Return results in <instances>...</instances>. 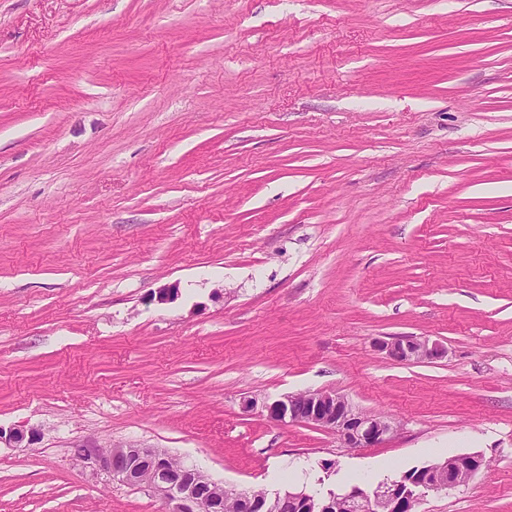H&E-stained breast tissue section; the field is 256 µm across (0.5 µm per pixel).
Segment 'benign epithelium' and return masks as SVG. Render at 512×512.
I'll use <instances>...</instances> for the list:
<instances>
[{
	"label": "benign epithelium",
	"instance_id": "1",
	"mask_svg": "<svg viewBox=\"0 0 512 512\" xmlns=\"http://www.w3.org/2000/svg\"><path fill=\"white\" fill-rule=\"evenodd\" d=\"M375 348L398 360H434L443 357L445 347L438 341L395 336L378 340ZM262 413L276 424L303 423L329 430L344 446L352 449L376 448L394 436L396 426L385 417L356 410L348 399L334 391L288 394L262 405ZM40 429L19 426L0 427V444L19 448L38 441ZM71 459L94 475L147 490L159 496L168 512H199L198 489L208 487L213 503L224 501V491H234L213 481L204 471L183 465L172 466V456L161 448L126 444L100 446L94 441L81 442L71 449ZM485 466L478 453L464 454L405 472L400 479L382 483L373 492L351 491L344 495L350 512H409L412 502H421L430 492H438L467 484ZM288 502L302 505V512H334L332 504H324L315 495L300 491L288 494Z\"/></svg>",
	"mask_w": 512,
	"mask_h": 512
}]
</instances>
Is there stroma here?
<instances>
[{"label": "stroma", "mask_w": 512, "mask_h": 512, "mask_svg": "<svg viewBox=\"0 0 512 512\" xmlns=\"http://www.w3.org/2000/svg\"><path fill=\"white\" fill-rule=\"evenodd\" d=\"M305 391L397 431L353 450L242 408ZM20 425L0 512H167L74 464L87 439L271 492L297 461L345 493L479 453L419 512H512V0H0ZM375 348L387 357L398 360H434L442 358L445 347L438 341L418 339L406 336H395L389 340H378ZM41 436V430L35 427L19 426L9 430L0 427V445L3 443L11 448H20L25 441L30 445L38 441Z\"/></svg>", "instance_id": "35a3bbf8"}]
</instances>
